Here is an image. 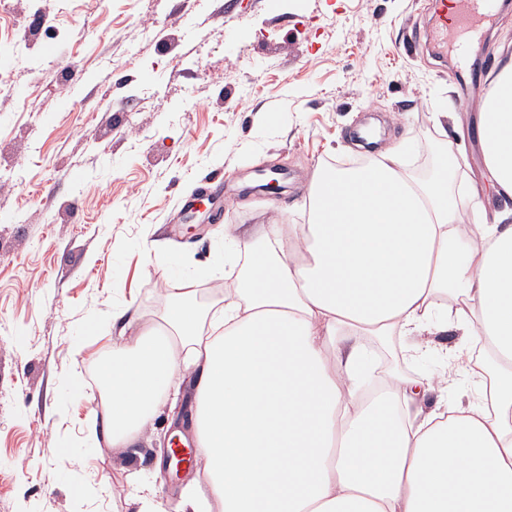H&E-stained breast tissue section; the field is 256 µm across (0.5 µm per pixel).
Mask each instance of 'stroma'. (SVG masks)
Masks as SVG:
<instances>
[{"label": "stroma", "instance_id": "1", "mask_svg": "<svg viewBox=\"0 0 512 512\" xmlns=\"http://www.w3.org/2000/svg\"><path fill=\"white\" fill-rule=\"evenodd\" d=\"M0 0V512H137L138 485L182 512L198 474L166 467L163 407L127 449L94 443L89 368L112 350V315L141 329L176 289L219 303L224 255L263 224H302L321 164L409 146L429 179L447 149L467 164L460 205L486 185L476 125L512 56V0L443 46L429 0ZM455 111L456 120L439 121ZM287 171L281 193L258 169ZM224 178V215L182 204ZM380 375L421 379L395 336H368Z\"/></svg>", "mask_w": 512, "mask_h": 512}]
</instances>
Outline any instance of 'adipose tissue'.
<instances>
[{
  "label": "adipose tissue",
  "instance_id": "ef3b65f1",
  "mask_svg": "<svg viewBox=\"0 0 512 512\" xmlns=\"http://www.w3.org/2000/svg\"><path fill=\"white\" fill-rule=\"evenodd\" d=\"M477 135L494 210L460 208L446 176L415 178L397 146L317 167L308 223L262 225L260 264L225 258L219 309L186 289L113 341L106 441L131 445L192 371L205 484L190 512H512V58ZM450 323L467 346L439 373L363 398L362 336L403 337L415 359ZM476 345L488 362L473 363ZM461 371L478 387L447 400Z\"/></svg>",
  "mask_w": 512,
  "mask_h": 512
}]
</instances>
